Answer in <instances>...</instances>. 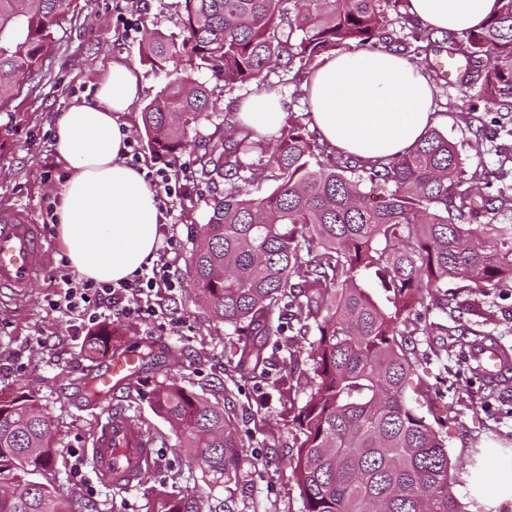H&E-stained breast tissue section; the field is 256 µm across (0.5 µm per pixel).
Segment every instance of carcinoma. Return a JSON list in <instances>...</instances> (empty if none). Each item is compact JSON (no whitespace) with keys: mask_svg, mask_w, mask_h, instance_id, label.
Wrapping results in <instances>:
<instances>
[{"mask_svg":"<svg viewBox=\"0 0 512 512\" xmlns=\"http://www.w3.org/2000/svg\"><path fill=\"white\" fill-rule=\"evenodd\" d=\"M183 38L148 33L140 62L169 74L145 106L141 123L153 153L174 156L188 133L212 122L213 90L195 78L205 68L224 88L265 86L268 73H293L300 86L325 54L392 44L386 11L413 27L415 56L429 53L432 33L403 12L407 0H181ZM481 27L446 40L464 61L463 78L480 88L478 103L512 106V0ZM70 0H0V109L54 49L56 28ZM227 118L213 122L200 176L225 182L212 197L207 223L193 247L189 275L209 316L241 336L237 366L268 364L275 319L315 336L308 360L313 381L296 415L302 434L289 461L305 512H463L442 429L407 400L417 337L453 336L455 313L495 317L491 296L512 291V224L494 218L512 210V152L498 168L465 169L454 143L433 127L409 152L387 164L354 156L334 159L301 117L288 115L268 140ZM254 153L265 163L252 168ZM271 188L255 195L251 188ZM377 279L385 301L363 285ZM465 282L470 298L445 290ZM451 324L412 321L424 298ZM115 331H91L88 354L104 357ZM495 348L506 373L475 370L473 350ZM469 381L491 392L512 387V346L476 334L452 342ZM156 412L214 482L236 480L244 434L226 412L173 378L155 389ZM57 427L36 397L0 396V512H91L46 475L57 456ZM168 512H200L187 493Z\"/></svg>","mask_w":512,"mask_h":512,"instance_id":"obj_1","label":"carcinoma"}]
</instances>
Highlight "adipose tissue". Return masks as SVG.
<instances>
[{
	"mask_svg": "<svg viewBox=\"0 0 512 512\" xmlns=\"http://www.w3.org/2000/svg\"><path fill=\"white\" fill-rule=\"evenodd\" d=\"M498 0H409V15L430 32L463 35L481 26ZM134 68L115 64L90 103L71 106L55 124L53 148L70 175L56 194L57 237L79 275L126 279L161 245L163 214L142 166L126 160L129 132L119 120L139 97ZM321 142L363 159L405 154L439 117L435 87L405 57L366 49L322 57L306 84ZM238 120L261 134L283 120L277 95L243 103Z\"/></svg>",
	"mask_w": 512,
	"mask_h": 512,
	"instance_id": "1",
	"label": "adipose tissue"
}]
</instances>
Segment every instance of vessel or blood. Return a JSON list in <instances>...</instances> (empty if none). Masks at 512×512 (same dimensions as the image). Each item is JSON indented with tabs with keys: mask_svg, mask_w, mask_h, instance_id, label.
I'll list each match as a JSON object with an SVG mask.
<instances>
[{
	"mask_svg": "<svg viewBox=\"0 0 512 512\" xmlns=\"http://www.w3.org/2000/svg\"><path fill=\"white\" fill-rule=\"evenodd\" d=\"M47 242L39 225L11 211H0V289L26 296L47 268ZM143 369L137 350L114 352L94 382L103 392L133 386ZM91 457L98 478L115 489L137 484L155 463L154 441L121 409L97 420Z\"/></svg>",
	"mask_w": 512,
	"mask_h": 512,
	"instance_id": "obj_1",
	"label": "vessel or blood"
}]
</instances>
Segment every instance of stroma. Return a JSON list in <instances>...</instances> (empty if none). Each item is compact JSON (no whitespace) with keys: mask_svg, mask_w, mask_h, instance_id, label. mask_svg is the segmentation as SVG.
<instances>
[{"mask_svg":"<svg viewBox=\"0 0 512 512\" xmlns=\"http://www.w3.org/2000/svg\"><path fill=\"white\" fill-rule=\"evenodd\" d=\"M182 36L181 0H71L59 41L42 68L8 108L0 110V209L25 214L48 239V267L27 297L0 294V394L34 392L42 410L57 426L58 455L53 476L62 492L94 503L97 512H166L173 498L198 492L202 512H304L300 488L288 468L302 440L294 416L306 399L305 388L282 396L276 386L288 371L310 370L311 337L283 329L277 347L266 350V373L241 376L232 355L238 341L231 327L212 322L192 299L189 261L198 230L209 217L214 186L199 176V158L212 126L201 122L189 133V146L174 156L154 155L142 130L140 113L168 81L139 63L145 32L151 28ZM138 67L142 92L125 114L130 138L146 169L167 171L182 193L165 224L174 228L176 246L168 259L181 286L163 293L162 301L182 324L169 335L156 326L113 322L125 346L151 349L131 391L88 400L87 386L103 359L89 357L85 333L70 328L49 303L62 291L66 254L56 236L49 205L66 173L52 148L57 117L101 77L109 64ZM439 130L456 144L467 170L494 168L501 144L512 147V109L492 106L497 139L476 134L479 121L463 114L474 90L460 80L436 76ZM420 365L409 394L420 411L451 404L448 454L458 467L454 492L464 512H512V392L488 394L467 384L448 351L447 339L421 338ZM208 400H220L247 434L238 477L224 485L212 482L181 448L169 424L152 406L157 385L169 377ZM118 406L155 440L156 462L139 485L115 490L101 483L91 461V436L97 417ZM478 460L489 476L484 490L473 491L468 472Z\"/></svg>","mask_w":512,"mask_h":512,"instance_id":"35a3bbf8","label":"stroma"}]
</instances>
